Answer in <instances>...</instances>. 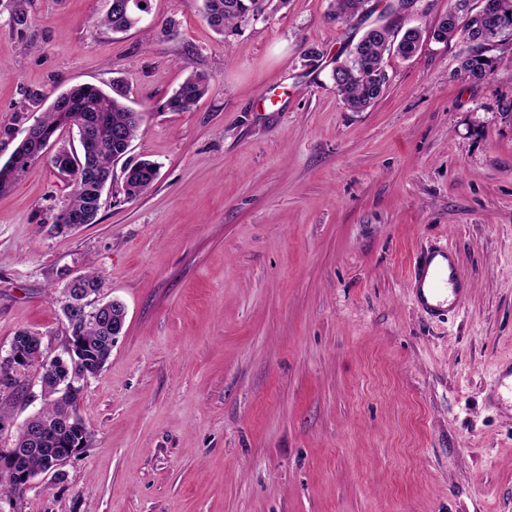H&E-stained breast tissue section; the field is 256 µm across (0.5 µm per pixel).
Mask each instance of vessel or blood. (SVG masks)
Masks as SVG:
<instances>
[{"instance_id":"obj_1","label":"vessel or blood","mask_w":512,"mask_h":512,"mask_svg":"<svg viewBox=\"0 0 512 512\" xmlns=\"http://www.w3.org/2000/svg\"><path fill=\"white\" fill-rule=\"evenodd\" d=\"M409 286L417 307L435 316L449 307H459L469 282L462 274L454 253L447 248L419 253L409 273Z\"/></svg>"}]
</instances>
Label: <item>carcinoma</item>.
<instances>
[{
  "mask_svg": "<svg viewBox=\"0 0 512 512\" xmlns=\"http://www.w3.org/2000/svg\"><path fill=\"white\" fill-rule=\"evenodd\" d=\"M11 24L21 35L28 26L29 0H11ZM148 0H106V10L97 23L114 32H127L137 26L134 21L146 11ZM471 0H452L448 20L433 27L432 38L438 42L458 39L469 45L461 63V75L480 83L489 80L503 58L485 55L489 45L512 43V0H488L487 10L470 9ZM270 0H204L203 17L218 34L237 27L238 23L264 13ZM369 0H333V17L349 22L355 17L369 18L373 9ZM423 31L408 29L400 37L390 27L369 26L350 51L346 60L332 71L336 92L348 109L359 112L384 94L388 75L384 56L396 48L400 57H412L422 40ZM210 78L192 73L163 104L169 112H188L208 92ZM125 91L118 82L112 94L92 84L74 85L56 96L50 107L24 130V136L9 159L0 165V193L10 190L33 166L42 160V144L38 136H55L64 127L77 130L78 146H69L48 158L58 172L67 178L70 193L67 203L55 214L53 229L61 224H94L101 208L105 187L114 179L115 164L128 153L135 138L145 132V113L136 112L124 102ZM159 173V166L149 160L128 163L123 169L122 191L126 198L137 199L147 193ZM102 279L89 267L71 288H65L62 305L64 327L76 338L83 352V365L91 372L101 371L112 353L115 337L124 326L118 315L121 304L107 302L97 315L86 317L77 306L79 301L99 303ZM13 351L22 355L20 365H31L43 358L42 341L37 335L20 330L12 338ZM74 365L57 366L42 388L43 405L19 430L13 459L0 457V501L12 504L20 500L27 488L21 477L10 476L15 470L36 472L49 460L65 454L72 433L60 427V420L76 397L60 392L72 374Z\"/></svg>",
  "mask_w": 512,
  "mask_h": 512,
  "instance_id": "cac0c4a2",
  "label": "carcinoma"
}]
</instances>
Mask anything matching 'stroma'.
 <instances>
[{
  "label": "stroma",
  "instance_id": "stroma-1",
  "mask_svg": "<svg viewBox=\"0 0 512 512\" xmlns=\"http://www.w3.org/2000/svg\"><path fill=\"white\" fill-rule=\"evenodd\" d=\"M203 0H148L139 26L105 0H0V163L65 89L120 83L146 115L131 160L144 196L107 187L96 223L59 234L69 188L39 161L0 194V347L65 329L54 295L93 266L125 327L80 411L91 433L65 481L18 512H512V66L457 74L467 46L424 35L385 58L361 112L331 80L366 28L331 0H284L216 35ZM209 75L189 112L162 105ZM452 248L471 287L439 319L408 286ZM0 394V448L40 407V367ZM148 0H106V10L98 18L97 23L112 29L113 32H127L138 23L133 19L147 9ZM145 4V7H140ZM141 20V17H137ZM159 173V166L149 160L126 163L123 169L122 191L127 199H137L147 193Z\"/></svg>",
  "mask_w": 512,
  "mask_h": 512
}]
</instances>
